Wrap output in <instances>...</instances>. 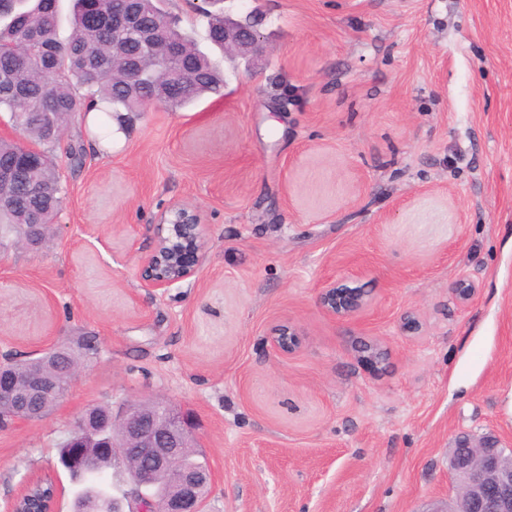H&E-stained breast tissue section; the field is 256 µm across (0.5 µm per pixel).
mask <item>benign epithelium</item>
<instances>
[{
    "mask_svg": "<svg viewBox=\"0 0 512 512\" xmlns=\"http://www.w3.org/2000/svg\"><path fill=\"white\" fill-rule=\"evenodd\" d=\"M222 37L224 52L247 61L261 50L262 35L253 25L226 21ZM159 227L168 234L159 235L154 251L141 260L139 277L143 287L165 291L197 274L203 259L205 230L196 215L184 208L171 210L161 218ZM478 290L475 281L459 276L452 283L451 293L466 307ZM318 303L338 319L353 317L368 306L363 294L334 282L320 290ZM271 343L276 351L291 354L300 348V333L291 325H279L271 332ZM356 352L371 363L388 358L386 348L365 339ZM9 360L8 354L0 356V402L16 395V379L8 367ZM112 422L125 432V444H104L101 452L118 455L137 469L134 499L145 500L144 512H203V491L214 483L215 475L204 465L188 467L182 462L181 437L190 428L187 415L173 408L163 416L147 419L125 408L112 414ZM69 446L72 452L68 462L72 466L97 467V458L84 452L82 435L72 433ZM448 469L455 495L448 499L447 508L436 507L428 512H512V454L500 450L496 437L486 435L475 441L468 434L459 436L450 449ZM159 474L177 485V495L146 493L147 486Z\"/></svg>",
    "mask_w": 512,
    "mask_h": 512,
    "instance_id": "1",
    "label": "benign epithelium"
}]
</instances>
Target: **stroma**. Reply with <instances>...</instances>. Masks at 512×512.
Segmentation results:
<instances>
[{
    "instance_id": "obj_1",
    "label": "stroma",
    "mask_w": 512,
    "mask_h": 512,
    "mask_svg": "<svg viewBox=\"0 0 512 512\" xmlns=\"http://www.w3.org/2000/svg\"><path fill=\"white\" fill-rule=\"evenodd\" d=\"M264 38L222 57L190 0L164 11L218 59L224 94L130 124L77 114L63 204L38 250L0 240V353L95 335L43 419L0 432V512L52 476L92 406L176 404L216 475L205 512H426L458 435L512 446V0H224ZM82 149L80 162L71 147ZM173 207L205 226L196 277L139 263ZM479 286L460 308L456 275ZM339 282L368 296L339 320ZM302 346L283 355L270 332ZM380 340L388 364L358 359ZM318 303L327 314L338 319L353 317L368 306L363 294L336 282L320 290ZM271 343L279 353L291 354L300 348V333L291 325H279L271 332Z\"/></svg>"
}]
</instances>
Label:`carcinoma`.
Wrapping results in <instances>:
<instances>
[{
    "label": "carcinoma",
    "instance_id": "1",
    "mask_svg": "<svg viewBox=\"0 0 512 512\" xmlns=\"http://www.w3.org/2000/svg\"><path fill=\"white\" fill-rule=\"evenodd\" d=\"M59 0H0V112L19 127L31 143L40 148L36 159L23 172V189L0 186V231L13 234L31 249L41 248L49 236L48 222L58 212L60 176L49 147L57 142V131L76 114L91 108L121 119L124 112L142 111V102L161 95L160 75L184 82L182 98L168 105L185 108L207 94L224 88L220 65L199 50L179 20L159 7V0H99L104 21L98 27L83 22L85 0H73L71 35L59 36ZM124 11L134 17V27L112 32V12ZM207 19V39L216 48L224 45L218 35L224 31V17L198 7ZM39 224L38 238L28 235L25 225ZM99 354L92 336L63 341L54 355L40 353L16 359L12 369L18 379L38 369L53 383V392L33 395L22 388L16 402L0 408V418L24 410L34 417L49 414L75 378V373ZM85 415L91 427L87 451L96 453L99 441L122 443L112 423V408L94 406ZM68 443L59 446L61 465L73 479L83 483L73 512H82L85 501L95 497L112 512L114 498L98 483L101 472L115 462L107 457L92 474L67 466Z\"/></svg>",
    "mask_w": 512,
    "mask_h": 512
}]
</instances>
